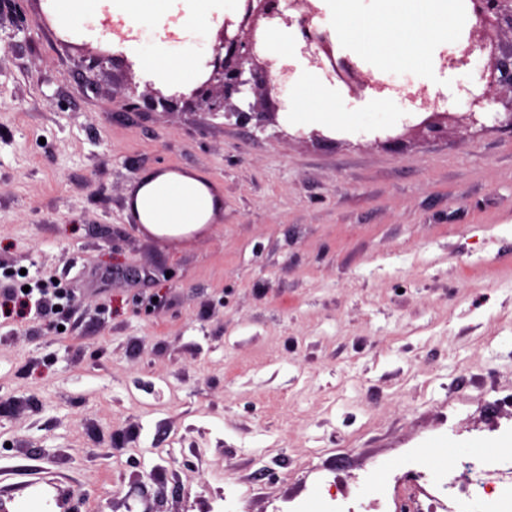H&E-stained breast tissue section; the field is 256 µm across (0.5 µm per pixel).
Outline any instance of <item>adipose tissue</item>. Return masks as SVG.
Returning <instances> with one entry per match:
<instances>
[{
  "label": "adipose tissue",
  "mask_w": 512,
  "mask_h": 512,
  "mask_svg": "<svg viewBox=\"0 0 512 512\" xmlns=\"http://www.w3.org/2000/svg\"><path fill=\"white\" fill-rule=\"evenodd\" d=\"M236 0H51L61 29L94 40L103 16L123 23L131 37L127 54L151 81L181 88L199 77L213 53L216 20L232 13ZM321 25L340 32L355 53L373 69L389 74L400 86L426 84L451 94L447 76L430 58L451 45L457 18L447 0H328ZM298 30L279 28L268 33L257 51L272 63L270 75L290 76L282 89L283 118L298 124H336L363 133L403 119L399 99L370 96L357 104L337 102L330 88L293 51ZM137 218L152 231L179 237L207 223L222 205L218 192L204 181L173 173L148 174L130 201Z\"/></svg>",
  "instance_id": "adipose-tissue-1"
}]
</instances>
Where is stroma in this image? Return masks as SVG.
Masks as SVG:
<instances>
[{
  "instance_id": "1",
  "label": "stroma",
  "mask_w": 512,
  "mask_h": 512,
  "mask_svg": "<svg viewBox=\"0 0 512 512\" xmlns=\"http://www.w3.org/2000/svg\"><path fill=\"white\" fill-rule=\"evenodd\" d=\"M0 0V284L61 313L0 317V499L18 512H396L512 439V89L476 123L356 134L242 123ZM111 62L93 66L94 51ZM224 193L159 236L135 176ZM154 300L144 312L136 299Z\"/></svg>"
}]
</instances>
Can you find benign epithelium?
<instances>
[{"mask_svg":"<svg viewBox=\"0 0 512 512\" xmlns=\"http://www.w3.org/2000/svg\"><path fill=\"white\" fill-rule=\"evenodd\" d=\"M283 0H244L239 15L233 20L224 21L220 29L212 59L206 63L211 69L210 75L200 86L192 91V97L208 103L209 111L217 114L225 109L232 96H237L239 104L232 107L231 113L238 118L248 120L255 111L253 104L246 103L247 87L253 91L261 90L271 95L276 85L266 80L254 83L257 72L269 73L270 63L259 61L257 45L262 40L263 24L283 21L287 25L297 24L305 42L304 51L310 53V63L320 69L330 65L328 75L336 76L356 96L369 85L361 78L355 64L346 57H335L334 47L327 33L321 31L315 23L316 11L312 5L297 19L284 14ZM473 14L477 20L475 34L468 43L459 47L458 54L449 58L452 67H461L469 63V57L475 50L485 53L487 64L483 78L487 80V92L473 96L471 107H484L489 91L498 86L512 88V43L504 45L500 39L503 31L512 33V0H471ZM222 87L220 96L212 94L214 82Z\"/></svg>","mask_w":512,"mask_h":512,"instance_id":"7a95c632","label":"benign epithelium"}]
</instances>
